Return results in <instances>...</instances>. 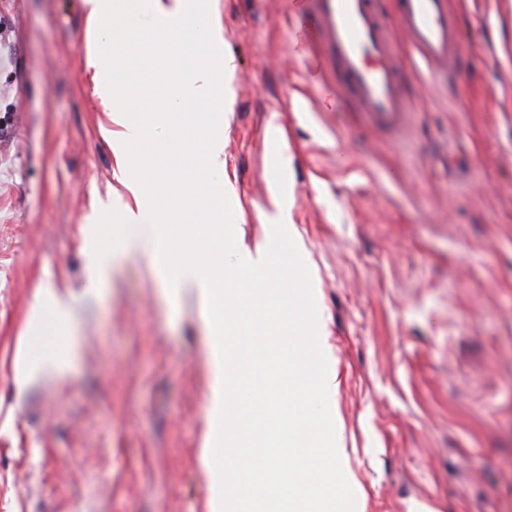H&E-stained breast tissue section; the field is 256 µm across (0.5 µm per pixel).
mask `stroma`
Instances as JSON below:
<instances>
[{
	"label": "stroma",
	"mask_w": 512,
	"mask_h": 512,
	"mask_svg": "<svg viewBox=\"0 0 512 512\" xmlns=\"http://www.w3.org/2000/svg\"><path fill=\"white\" fill-rule=\"evenodd\" d=\"M449 2L468 67L444 87L410 58L394 141L316 67L305 0H215L237 247L270 232L268 139L285 134L355 512H512V0ZM96 46L81 0H0V512H210L206 307L148 253L116 252L80 302L71 379L13 383L37 288H85L94 204L125 191Z\"/></svg>",
	"instance_id": "obj_1"
}]
</instances>
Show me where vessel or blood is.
<instances>
[{"label":"vessel or blood","instance_id":"1","mask_svg":"<svg viewBox=\"0 0 512 512\" xmlns=\"http://www.w3.org/2000/svg\"><path fill=\"white\" fill-rule=\"evenodd\" d=\"M311 22L301 31L306 45L321 48L317 63L330 69L341 102L369 127L390 137L409 129L416 100L392 39L400 28L433 77L456 79L465 48L457 14L448 0H396L387 13L382 0H308Z\"/></svg>","mask_w":512,"mask_h":512}]
</instances>
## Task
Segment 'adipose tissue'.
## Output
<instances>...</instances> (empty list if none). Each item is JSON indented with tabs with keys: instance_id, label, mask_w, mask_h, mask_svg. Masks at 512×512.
Segmentation results:
<instances>
[{
	"instance_id": "obj_1",
	"label": "adipose tissue",
	"mask_w": 512,
	"mask_h": 512,
	"mask_svg": "<svg viewBox=\"0 0 512 512\" xmlns=\"http://www.w3.org/2000/svg\"><path fill=\"white\" fill-rule=\"evenodd\" d=\"M79 303L78 296L60 292L52 285L37 289L27 339L14 364L13 381L18 391L28 389L43 372L53 373L63 381L71 377L80 356Z\"/></svg>"
}]
</instances>
